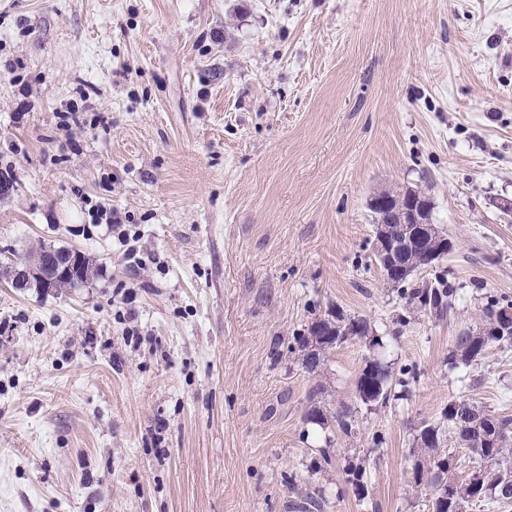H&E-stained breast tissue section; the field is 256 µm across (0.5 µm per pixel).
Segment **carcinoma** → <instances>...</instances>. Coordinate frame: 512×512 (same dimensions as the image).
<instances>
[{"instance_id":"obj_1","label":"carcinoma","mask_w":512,"mask_h":512,"mask_svg":"<svg viewBox=\"0 0 512 512\" xmlns=\"http://www.w3.org/2000/svg\"><path fill=\"white\" fill-rule=\"evenodd\" d=\"M410 273L389 279L402 287L408 310L441 316L452 307L457 291L437 277L406 288L413 273L427 268L419 254L406 255ZM512 311V298L487 297L482 310L481 324L458 333L448 354L450 365L470 366L484 358L493 346H512V327L502 323L507 311ZM369 338L370 346H382V340L369 335L366 319L346 316L341 310L318 317L307 329L293 337L290 352L297 355L300 365L314 375L321 371L330 351L354 338ZM356 396L362 405L373 410L385 406L396 396L389 383V371L377 360H369L359 371ZM305 420L321 428L335 427L343 435L357 433L358 421L354 412L344 407L327 414L313 404ZM448 428L457 443L467 452L468 463H463L456 452L445 447L442 428ZM410 467V483L425 490L428 512H491L512 500V416L493 413L481 402L464 395L448 401L441 421L422 425L414 436ZM367 459L358 456L345 458L343 471L346 481L360 499L369 497ZM468 473L458 475L462 465ZM324 505L321 490L306 491L298 508L303 512H319Z\"/></svg>"}]
</instances>
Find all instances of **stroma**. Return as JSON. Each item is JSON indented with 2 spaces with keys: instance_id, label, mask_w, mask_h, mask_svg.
<instances>
[{
  "instance_id": "stroma-1",
  "label": "stroma",
  "mask_w": 512,
  "mask_h": 512,
  "mask_svg": "<svg viewBox=\"0 0 512 512\" xmlns=\"http://www.w3.org/2000/svg\"><path fill=\"white\" fill-rule=\"evenodd\" d=\"M0 171V264L44 243L97 270L0 278V512H295L314 487L322 512H424L415 429L458 395L512 415V348L448 363L512 296V0H0ZM406 187L453 244L415 274L459 289L441 318L374 260L369 200ZM333 307L382 344L307 374L288 345ZM373 358L417 381L369 411ZM305 419L307 422L318 425L323 429L326 426L328 428L331 426L337 427L347 437L354 436L358 430V421L354 412L348 407H343L332 414H326L320 406L314 403L307 410ZM345 462L343 471L346 481L352 486L355 495L359 499H366L369 497L367 458L348 456Z\"/></svg>"
}]
</instances>
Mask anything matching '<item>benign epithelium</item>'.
<instances>
[{
	"label": "benign epithelium",
	"instance_id": "1",
	"mask_svg": "<svg viewBox=\"0 0 512 512\" xmlns=\"http://www.w3.org/2000/svg\"><path fill=\"white\" fill-rule=\"evenodd\" d=\"M374 208L390 211L386 224L375 225L378 257L383 272L397 276L404 272L401 263L407 251L423 252L424 261L432 263L446 255L451 243L432 219L429 198L420 192H379L370 198ZM81 265V254L58 253L48 249L14 271V280L20 284L37 280L43 289L53 290L62 279L75 275Z\"/></svg>",
	"mask_w": 512,
	"mask_h": 512
}]
</instances>
